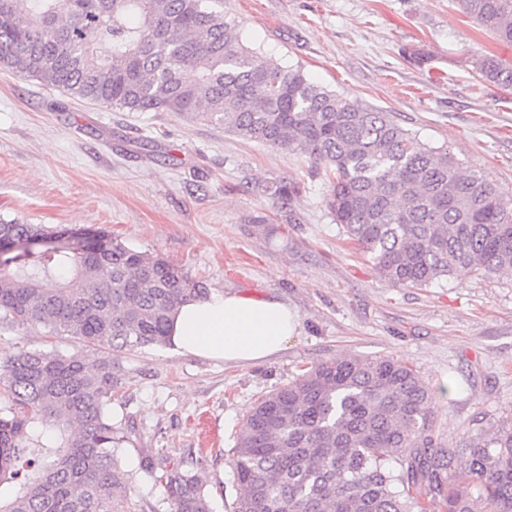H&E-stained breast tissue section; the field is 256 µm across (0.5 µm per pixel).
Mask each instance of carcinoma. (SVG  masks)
Here are the masks:
<instances>
[{
    "instance_id": "obj_1",
    "label": "carcinoma",
    "mask_w": 512,
    "mask_h": 512,
    "mask_svg": "<svg viewBox=\"0 0 512 512\" xmlns=\"http://www.w3.org/2000/svg\"><path fill=\"white\" fill-rule=\"evenodd\" d=\"M512 44V0H459ZM0 67L129 112H174L299 152L329 175L326 208L379 277L423 288L469 268L512 276V208L481 172L422 143L382 111L340 98L241 41L224 0H0ZM481 78L512 87V63ZM295 187L268 194L288 206ZM74 233L82 250L0 256V326L76 336L92 360L18 350L0 358V512H127L112 418L119 379L103 351L164 345L174 309L206 294L182 268L107 235L0 221V241ZM69 277L44 280L54 270ZM432 394L406 363H322L252 406L234 448V512H512V425L439 448ZM454 469L448 474V469ZM171 512H210L190 469L147 458Z\"/></svg>"
}]
</instances>
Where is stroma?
<instances>
[{
  "label": "stroma",
  "mask_w": 512,
  "mask_h": 512,
  "mask_svg": "<svg viewBox=\"0 0 512 512\" xmlns=\"http://www.w3.org/2000/svg\"><path fill=\"white\" fill-rule=\"evenodd\" d=\"M242 40L340 97L389 113L461 171L496 183L512 207V88L480 79L512 45L458 0H224ZM296 191L275 207V182ZM324 171L304 155L247 141L173 112H128L0 69V220L102 229L180 266L210 291L272 296L299 318L286 350L255 365L173 345L116 352L115 422L131 512H160L165 491L140 457L192 468L211 512H233V451L258 398L341 356L408 362L433 393V435L468 446L512 419V277L466 270L396 288L346 240L325 207ZM83 353L44 329L0 331V353Z\"/></svg>",
  "instance_id": "obj_1"
}]
</instances>
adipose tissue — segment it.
Segmentation results:
<instances>
[{
    "mask_svg": "<svg viewBox=\"0 0 512 512\" xmlns=\"http://www.w3.org/2000/svg\"><path fill=\"white\" fill-rule=\"evenodd\" d=\"M298 322L287 303L237 292L188 299L173 315L169 336L196 357L253 364L285 350Z\"/></svg>",
    "mask_w": 512,
    "mask_h": 512,
    "instance_id": "adipose-tissue-1",
    "label": "adipose tissue"
}]
</instances>
